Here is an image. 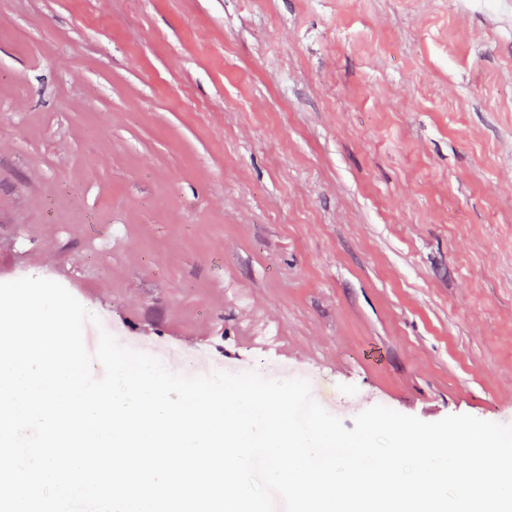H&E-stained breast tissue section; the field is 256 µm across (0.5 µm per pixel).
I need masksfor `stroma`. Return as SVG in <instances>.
<instances>
[{"instance_id":"1","label":"stroma","mask_w":512,"mask_h":512,"mask_svg":"<svg viewBox=\"0 0 512 512\" xmlns=\"http://www.w3.org/2000/svg\"><path fill=\"white\" fill-rule=\"evenodd\" d=\"M353 412L512 424V23L482 0H0V282Z\"/></svg>"}]
</instances>
